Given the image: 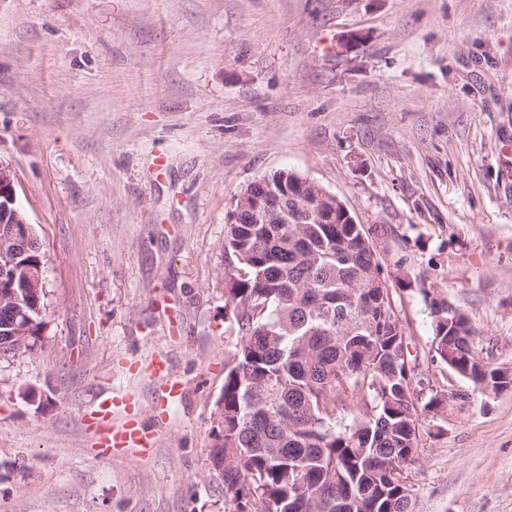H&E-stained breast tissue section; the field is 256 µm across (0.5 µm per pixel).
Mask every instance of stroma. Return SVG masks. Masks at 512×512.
<instances>
[{
  "label": "stroma",
  "mask_w": 512,
  "mask_h": 512,
  "mask_svg": "<svg viewBox=\"0 0 512 512\" xmlns=\"http://www.w3.org/2000/svg\"><path fill=\"white\" fill-rule=\"evenodd\" d=\"M0 162L46 286L34 351L0 358V512H231L224 226L280 169L372 231L442 400L411 512H512V389L430 363L421 294L512 371V0H0ZM127 394L149 441L101 457Z\"/></svg>",
  "instance_id": "obj_1"
}]
</instances>
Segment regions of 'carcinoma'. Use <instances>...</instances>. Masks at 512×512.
I'll return each mask as SVG.
<instances>
[{"instance_id": "carcinoma-1", "label": "carcinoma", "mask_w": 512, "mask_h": 512, "mask_svg": "<svg viewBox=\"0 0 512 512\" xmlns=\"http://www.w3.org/2000/svg\"><path fill=\"white\" fill-rule=\"evenodd\" d=\"M303 179L277 170L255 180L263 194ZM336 201V223H254L242 210L225 225V296L234 351L210 461L224 464L233 512H408L404 469L420 447L422 403L407 334L371 233ZM44 263L34 241L17 264ZM420 293L433 318L430 361L482 393L512 388V373L477 360L475 331L433 288ZM20 340L0 323V356L34 346L45 305ZM350 413L345 423L336 409Z\"/></svg>"}]
</instances>
